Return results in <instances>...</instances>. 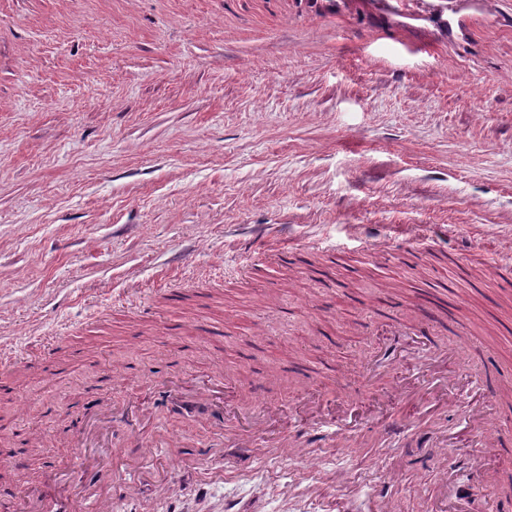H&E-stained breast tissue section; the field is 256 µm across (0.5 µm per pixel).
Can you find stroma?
<instances>
[{"label": "stroma", "mask_w": 512, "mask_h": 512, "mask_svg": "<svg viewBox=\"0 0 512 512\" xmlns=\"http://www.w3.org/2000/svg\"><path fill=\"white\" fill-rule=\"evenodd\" d=\"M511 255L512 0H0V417L40 446L0 466L16 501L75 469L104 398L116 452L87 457L123 462L132 512H310L335 482L348 512H411L401 474L445 464L432 512H512V453L465 413L512 438V395L479 387L512 392ZM427 298L483 368L449 377L407 336L374 374ZM424 364L459 411L397 398ZM216 370L211 411L153 394ZM145 442L183 468H147ZM469 455L493 494H458Z\"/></svg>", "instance_id": "35a3bbf8"}]
</instances>
